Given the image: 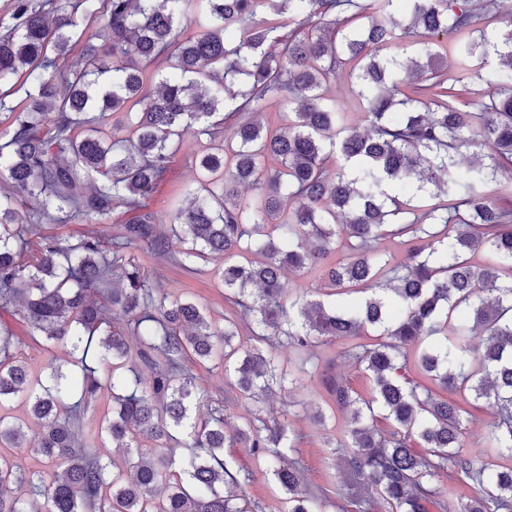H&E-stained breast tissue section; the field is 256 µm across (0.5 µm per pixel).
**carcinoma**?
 Wrapping results in <instances>:
<instances>
[{"mask_svg":"<svg viewBox=\"0 0 512 512\" xmlns=\"http://www.w3.org/2000/svg\"><path fill=\"white\" fill-rule=\"evenodd\" d=\"M406 2L399 19L394 0H11L0 14V87L25 97L0 133V179L10 185L0 192V309L19 304L44 345L80 352L81 374L52 364L48 377L33 376L0 321V447L50 464L27 472L0 454V512H252L224 456L238 442L272 475L283 512H323L324 494L301 489L288 456V420L199 416L204 392L186 362L224 367L258 406L298 389L310 348L336 340L373 381L363 401L322 374L331 409L346 414L337 447L350 504L512 512V207L482 189L493 182L512 195V82L486 77L487 99L461 103L446 78L449 55L467 71L493 53L512 71V29L491 38L480 27L496 0ZM296 16L297 29L281 32ZM422 31L446 39L444 51L385 54ZM158 62L170 72L153 70ZM344 73L366 104L367 134L320 93ZM277 106L292 112L272 130L262 117ZM193 129H220L224 144L199 159L200 180L164 221L147 199ZM406 180L419 183L420 199L444 200L416 206L389 193ZM25 200L33 206L22 212ZM120 209L134 216L112 243L97 233L42 237L35 261L22 262L38 225L110 224ZM174 239L189 247L173 250ZM387 239L404 260L378 250ZM141 242L183 270L204 254L218 260L234 316L217 325L193 301L152 288L126 259ZM480 250L493 262L476 263ZM287 271L318 274L327 292L292 293ZM355 287L359 300L328 301ZM242 324L265 348L234 343ZM370 329L383 339L359 342ZM96 336L105 381L87 364ZM426 336L435 341L423 348ZM284 342L286 363L275 354ZM134 356L152 371L144 387L120 373ZM436 387L493 410L486 447L496 460L478 464L464 450L466 411ZM105 388L112 416L102 446L89 448L79 429ZM18 399L25 419L5 413ZM108 446L123 449L121 463ZM443 475L472 481L478 494L448 500Z\"/></svg>","mask_w":512,"mask_h":512,"instance_id":"carcinoma-1","label":"carcinoma"}]
</instances>
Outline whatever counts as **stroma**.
I'll return each instance as SVG.
<instances>
[{
	"label": "stroma",
	"mask_w": 512,
	"mask_h": 512,
	"mask_svg": "<svg viewBox=\"0 0 512 512\" xmlns=\"http://www.w3.org/2000/svg\"><path fill=\"white\" fill-rule=\"evenodd\" d=\"M214 144V139L207 135L185 139L173 157L164 180L150 198L154 211L161 215L168 211L181 186L197 178L198 160ZM127 254L149 277L152 286L169 298L193 299L204 307L210 320L218 324L223 323L225 315L231 314L232 307L224 299V288L214 276L215 262L211 257L194 259L191 270L184 271L165 262L144 244L132 246ZM1 320L7 322L19 337L21 344L18 352L33 374L44 375L52 364L65 371L70 369L72 356L69 347L57 345L47 348L33 341L29 336V327L18 312L0 309ZM342 349L339 343L313 349L304 388L288 396L273 394L259 410L255 409L250 400L242 397L238 390L230 387V378L221 366L208 363L193 368L208 394L207 401L199 408L201 415H208L210 410L221 407L236 421L251 417L257 410L267 419L287 417L296 436L293 456L301 464L302 486L311 490L329 488L330 493L324 502L326 512H341L345 504L341 494L336 491L340 484L338 472L341 468V453L336 446V436L345 426L346 416L339 411L334 418L317 421V412L326 407V394L320 382V373L328 365H335L337 373L358 397L368 400L373 396L372 383L366 372L345 358ZM225 455L244 474L237 488L239 497L258 505V512H271L276 504L278 490L270 475L256 466L248 449L229 448Z\"/></svg>",
	"instance_id": "obj_1"
}]
</instances>
